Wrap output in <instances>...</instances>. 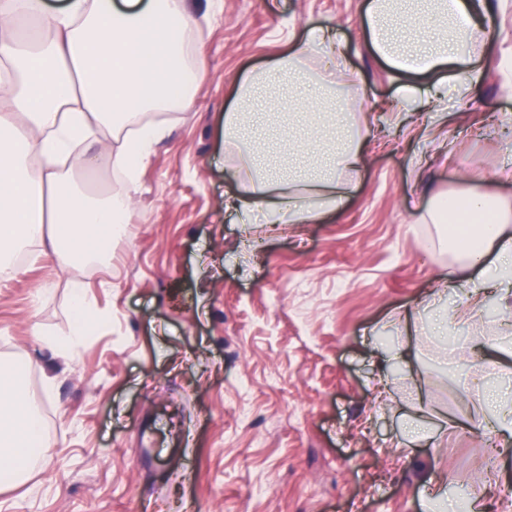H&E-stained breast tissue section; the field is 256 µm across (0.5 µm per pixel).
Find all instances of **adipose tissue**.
I'll use <instances>...</instances> for the list:
<instances>
[{
  "label": "adipose tissue",
  "instance_id": "ef3b65f1",
  "mask_svg": "<svg viewBox=\"0 0 512 512\" xmlns=\"http://www.w3.org/2000/svg\"><path fill=\"white\" fill-rule=\"evenodd\" d=\"M512 0H369L363 23L375 53L391 67L428 74L454 65L459 98L474 94L481 71L476 44L498 38L496 10ZM33 17L31 32L19 19ZM330 31L319 28L267 68L241 82L224 114V142L235 155L226 179L242 190L243 214L268 224H299L342 207V175L361 169L364 140L344 111L345 89L329 67L307 59L326 53ZM194 35L191 0H0V278L16 275L12 252L36 243L61 264L108 257L121 237L141 168L165 126L150 115L187 109L207 72ZM127 170L123 191L99 200L63 165L87 168L109 138ZM452 196L426 208L430 224L474 225L464 247L478 277L449 276L468 303L490 286L512 284V208L494 194ZM75 323L68 336L44 343L68 353L99 315L83 284L71 288ZM39 411L18 366L0 363V484L25 482L29 455L45 456Z\"/></svg>",
  "mask_w": 512,
  "mask_h": 512
}]
</instances>
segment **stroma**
<instances>
[{
	"instance_id": "stroma-1",
	"label": "stroma",
	"mask_w": 512,
	"mask_h": 512,
	"mask_svg": "<svg viewBox=\"0 0 512 512\" xmlns=\"http://www.w3.org/2000/svg\"><path fill=\"white\" fill-rule=\"evenodd\" d=\"M368 0H223L199 20L208 81L142 170L111 265L60 269L28 247L0 281V359L30 360L26 386L52 440L0 512H425L480 496L512 512V446L492 451L478 389L508 388L491 346L512 304L496 293L447 336L426 298L466 261L428 201L460 189L512 206L506 161L512 88L500 42L480 48L473 100L406 111L405 84L433 74L374 52ZM323 26L346 61L367 162L344 208L302 224L240 221L223 116L241 81ZM101 316L69 355L38 341L71 329L72 282ZM393 405H374L380 381ZM431 436L404 435V420Z\"/></svg>"
}]
</instances>
